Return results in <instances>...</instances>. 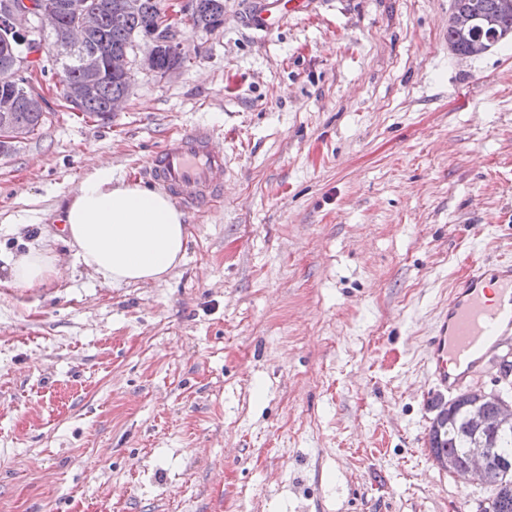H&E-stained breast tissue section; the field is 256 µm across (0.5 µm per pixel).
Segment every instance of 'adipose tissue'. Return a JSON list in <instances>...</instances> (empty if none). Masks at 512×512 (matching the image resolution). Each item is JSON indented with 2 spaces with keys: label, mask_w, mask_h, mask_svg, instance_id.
Wrapping results in <instances>:
<instances>
[{
  "label": "adipose tissue",
  "mask_w": 512,
  "mask_h": 512,
  "mask_svg": "<svg viewBox=\"0 0 512 512\" xmlns=\"http://www.w3.org/2000/svg\"><path fill=\"white\" fill-rule=\"evenodd\" d=\"M62 231L84 267L112 284H149L183 259L188 226L165 194L138 182H114L108 166L94 168L62 209ZM56 255L40 250L11 261L14 287L34 289L59 272Z\"/></svg>",
  "instance_id": "obj_1"
}]
</instances>
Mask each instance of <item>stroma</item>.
<instances>
[{
  "mask_svg": "<svg viewBox=\"0 0 512 512\" xmlns=\"http://www.w3.org/2000/svg\"><path fill=\"white\" fill-rule=\"evenodd\" d=\"M260 0L175 29L159 78L131 54L111 119L73 110L0 157V512H477L489 488L427 448L428 340L469 267L512 261V37L448 47L452 0ZM224 153V206L186 255L104 285L59 214L97 163L140 181L177 128ZM62 257L13 287L8 258ZM272 10L257 15L259 24L264 28L272 25L280 27L288 22V18L297 13L307 11L311 5L309 0H272ZM168 63L165 55L159 57V67L157 65V56L152 50L144 59V66L151 72L159 74L164 78L177 69L180 65V59L183 54V43L178 40L176 35L171 37L167 43ZM167 63V64H166ZM166 65V66H165ZM164 67V68H163ZM163 68V69H159Z\"/></svg>",
  "mask_w": 512,
  "mask_h": 512,
  "instance_id": "obj_1",
  "label": "stroma"
}]
</instances>
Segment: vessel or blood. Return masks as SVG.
<instances>
[{
	"mask_svg": "<svg viewBox=\"0 0 512 512\" xmlns=\"http://www.w3.org/2000/svg\"><path fill=\"white\" fill-rule=\"evenodd\" d=\"M309 0H272L259 14L262 27L281 26L307 11ZM213 132L204 125L182 127L153 153L144 176L178 199L189 211L204 214L224 200V153L212 146ZM503 301L489 308L488 284ZM512 335V263L494 270L477 267L457 283L448 298L437 336L431 337L432 373L444 390L462 394L474 373L492 364L505 337Z\"/></svg>",
	"mask_w": 512,
	"mask_h": 512,
	"instance_id": "vessel-or-blood-1",
	"label": "vessel or blood"
}]
</instances>
